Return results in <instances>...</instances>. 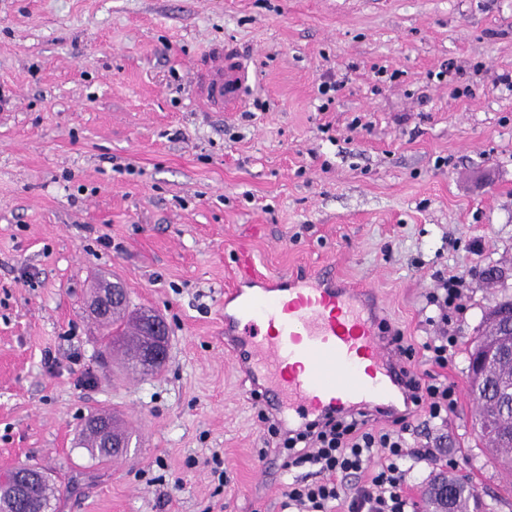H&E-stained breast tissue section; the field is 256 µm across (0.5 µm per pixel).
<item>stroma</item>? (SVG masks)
I'll return each instance as SVG.
<instances>
[{
  "mask_svg": "<svg viewBox=\"0 0 512 512\" xmlns=\"http://www.w3.org/2000/svg\"><path fill=\"white\" fill-rule=\"evenodd\" d=\"M219 46L251 81L209 112L192 81ZM503 73L512 0H0V471L41 467L55 512H282L295 473L279 448L262 465L260 405L224 356V290L247 253L264 273L327 266L376 290L417 347L436 277H463L454 357L414 358L457 407L418 439L512 512L473 428L466 351L512 295V276L482 277L512 269ZM104 277L167 320L156 375L101 357ZM98 410L131 435L118 460L77 446Z\"/></svg>",
  "mask_w": 512,
  "mask_h": 512,
  "instance_id": "35a3bbf8",
  "label": "stroma"
}]
</instances>
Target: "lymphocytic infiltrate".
Instances as JSON below:
<instances>
[{"instance_id":"f902f5d3","label":"lymphocytic infiltrate","mask_w":512,"mask_h":512,"mask_svg":"<svg viewBox=\"0 0 512 512\" xmlns=\"http://www.w3.org/2000/svg\"><path fill=\"white\" fill-rule=\"evenodd\" d=\"M463 281L441 278L427 295L428 305L438 314L429 323L434 336L422 345L425 359L444 369L454 353L457 338L450 328L452 313L461 311ZM410 395L391 427L374 428L371 413H353L312 422L289 430L266 417L271 444L288 451L287 465L315 467L317 480L294 478L283 493L284 512H407L404 487L409 459H431L432 451L421 444H409V436L432 420L447 417L457 404V393L447 380L408 382ZM355 478L346 488V478Z\"/></svg>"}]
</instances>
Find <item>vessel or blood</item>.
<instances>
[{
  "label": "vessel or blood",
  "instance_id": "obj_1",
  "mask_svg": "<svg viewBox=\"0 0 512 512\" xmlns=\"http://www.w3.org/2000/svg\"><path fill=\"white\" fill-rule=\"evenodd\" d=\"M251 73L220 49L195 75V90L215 112L237 104ZM249 294L235 288L224 297V350L267 414L288 427L357 410L394 413L405 394L402 365L385 339L374 291L338 282L327 271L258 274L243 260Z\"/></svg>",
  "mask_w": 512,
  "mask_h": 512
}]
</instances>
